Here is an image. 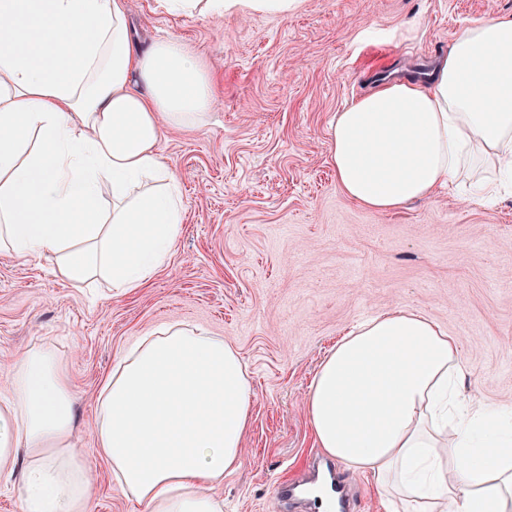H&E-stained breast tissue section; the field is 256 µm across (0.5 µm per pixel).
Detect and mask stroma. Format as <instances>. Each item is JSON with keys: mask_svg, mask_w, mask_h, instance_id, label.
Wrapping results in <instances>:
<instances>
[{"mask_svg": "<svg viewBox=\"0 0 512 512\" xmlns=\"http://www.w3.org/2000/svg\"><path fill=\"white\" fill-rule=\"evenodd\" d=\"M141 40L201 53L218 102L207 123L158 144L185 213L168 261L136 291L77 290L44 259L0 255V375L53 347L74 382L75 451L91 467V512H148L113 486L94 436L97 396L124 348L162 324L231 342L255 396L224 512H271L272 483L323 452L306 410L326 352L365 318L406 307L447 330L464 392L512 410V193L492 205L454 185L390 212L340 189L329 153L337 112L375 71L437 59L462 23L512 18V0H303L295 13L171 16L125 0ZM414 38H404L407 27Z\"/></svg>", "mask_w": 512, "mask_h": 512, "instance_id": "obj_1", "label": "stroma"}]
</instances>
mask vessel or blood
Wrapping results in <instances>:
<instances>
[{
	"mask_svg": "<svg viewBox=\"0 0 512 512\" xmlns=\"http://www.w3.org/2000/svg\"><path fill=\"white\" fill-rule=\"evenodd\" d=\"M311 501L315 512H353L355 501L337 464L328 463L312 469L311 480L294 478L278 482L272 508H280L290 500Z\"/></svg>",
	"mask_w": 512,
	"mask_h": 512,
	"instance_id": "b4317fda",
	"label": "vessel or blood"
}]
</instances>
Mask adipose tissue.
<instances>
[{
    "label": "adipose tissue",
    "instance_id": "1",
    "mask_svg": "<svg viewBox=\"0 0 512 512\" xmlns=\"http://www.w3.org/2000/svg\"><path fill=\"white\" fill-rule=\"evenodd\" d=\"M301 0H155L175 15L288 16ZM204 59L180 39L140 46L123 0H0V252L50 261L74 287H144L178 240L165 127L206 123ZM347 196L377 212L471 174L473 199L512 189V19L459 26L425 81L397 79L330 124ZM112 190L104 206L103 186ZM454 337L398 308L322 359L306 407L319 448L372 476L384 512H512V411L465 399ZM74 391L49 347L0 383V476L21 512H88L73 450ZM254 396L223 338L164 325L126 348L99 394L98 452L115 488L151 512H224Z\"/></svg>",
    "mask_w": 512,
    "mask_h": 512
}]
</instances>
